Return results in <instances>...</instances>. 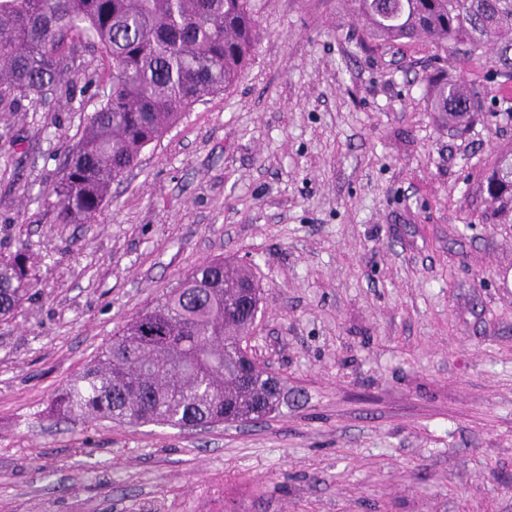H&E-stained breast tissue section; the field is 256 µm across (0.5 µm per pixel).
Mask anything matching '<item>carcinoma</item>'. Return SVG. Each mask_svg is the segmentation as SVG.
Segmentation results:
<instances>
[{
	"mask_svg": "<svg viewBox=\"0 0 512 512\" xmlns=\"http://www.w3.org/2000/svg\"><path fill=\"white\" fill-rule=\"evenodd\" d=\"M350 2L363 19L362 41H426L438 51L437 69L461 43L472 55L493 44L487 79L512 87V0ZM257 28L251 0H0V112L58 90L80 44L100 51L112 69L109 91L49 188L52 223H92L112 184L149 144L239 78ZM433 106L457 127L495 116L456 77L437 86ZM483 190L498 212L512 213L511 152L485 176ZM251 279L247 268L222 258L187 273L114 332L54 396L50 416L181 427L276 412L269 372L254 361L245 381L235 366L255 324L239 309L240 286ZM32 288L27 244L0 255V321L15 314Z\"/></svg>",
	"mask_w": 512,
	"mask_h": 512,
	"instance_id": "obj_1",
	"label": "carcinoma"
}]
</instances>
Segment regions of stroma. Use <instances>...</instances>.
Wrapping results in <instances>:
<instances>
[{
	"label": "stroma",
	"mask_w": 512,
	"mask_h": 512,
	"mask_svg": "<svg viewBox=\"0 0 512 512\" xmlns=\"http://www.w3.org/2000/svg\"><path fill=\"white\" fill-rule=\"evenodd\" d=\"M257 50L112 185L89 224L39 195L110 84L0 112V255L34 287L0 322V512H512V220L481 190L512 117L433 112L430 44L359 43L342 0H252ZM456 73L482 97L488 56ZM251 266L248 340L284 399L182 430L46 415L125 321L204 261Z\"/></svg>",
	"instance_id": "stroma-1"
}]
</instances>
